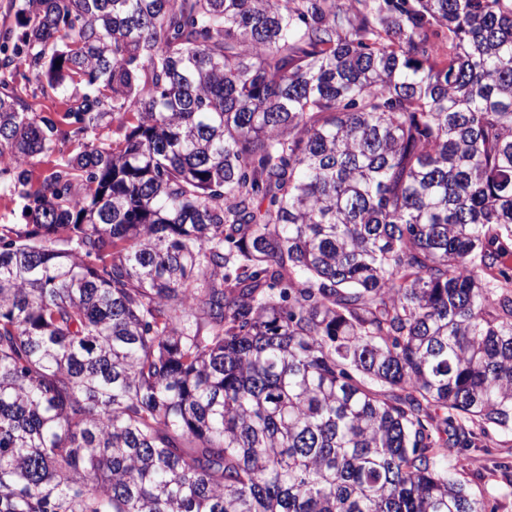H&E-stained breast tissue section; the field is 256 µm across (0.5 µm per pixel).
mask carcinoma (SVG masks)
Returning <instances> with one entry per match:
<instances>
[{
  "instance_id": "obj_1",
  "label": "carcinoma",
  "mask_w": 512,
  "mask_h": 512,
  "mask_svg": "<svg viewBox=\"0 0 512 512\" xmlns=\"http://www.w3.org/2000/svg\"><path fill=\"white\" fill-rule=\"evenodd\" d=\"M18 23L0 512H495L461 450L512 453V0ZM17 80L20 96L37 114L56 118L57 112H65L67 105L61 97L51 94L43 95L40 89L36 88V85L25 82L21 78V74L18 75Z\"/></svg>"
}]
</instances>
